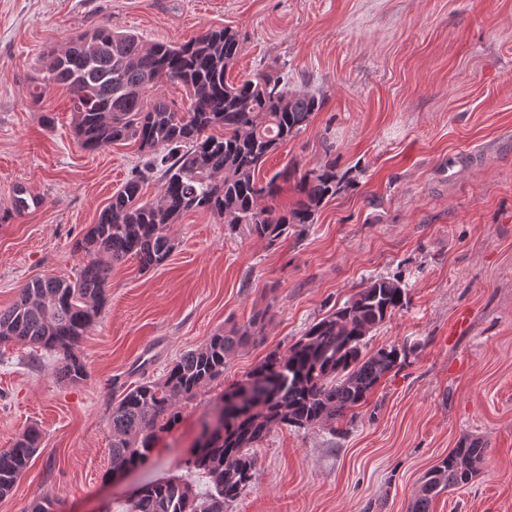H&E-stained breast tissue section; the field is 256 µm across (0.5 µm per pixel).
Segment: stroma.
<instances>
[{
  "mask_svg": "<svg viewBox=\"0 0 512 512\" xmlns=\"http://www.w3.org/2000/svg\"><path fill=\"white\" fill-rule=\"evenodd\" d=\"M103 24L173 45L233 28L232 80L273 65L323 101L260 179L332 160L347 186L272 247L226 235L210 213L182 216L163 266L113 270L77 348L81 383L60 379L54 356L1 346L0 448L32 424L45 442L0 512L42 494L65 512H127L137 488L173 476L207 493L181 461L219 387L181 403L151 461L112 480L113 383L161 378L216 330L261 313L262 335L224 368L225 383L242 380L380 277L400 279L409 302L367 348L410 346L404 365L355 419L271 429L227 512H408L465 437L486 457L431 512H512V0H0V208L19 186L41 201L0 223V308L32 278L76 275V240L147 160L131 142L84 150L65 89L29 95L44 55Z\"/></svg>",
  "mask_w": 512,
  "mask_h": 512,
  "instance_id": "35a3bbf8",
  "label": "stroma"
}]
</instances>
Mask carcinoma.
<instances>
[{
  "instance_id": "cac0c4a2",
  "label": "carcinoma",
  "mask_w": 512,
  "mask_h": 512,
  "mask_svg": "<svg viewBox=\"0 0 512 512\" xmlns=\"http://www.w3.org/2000/svg\"><path fill=\"white\" fill-rule=\"evenodd\" d=\"M239 53L238 32L228 26L209 28L179 45H148L135 34L102 25L47 54L33 78L32 95L39 99L56 86L69 90L81 147L96 151L132 140L150 159L76 241L75 250L86 257L76 277L33 278L0 309V346L23 343L57 355L61 379L80 383L87 370L77 347L107 302L113 266L129 259L141 271L162 265L175 246L172 227L192 211L224 220L231 235L244 230L275 245L290 233L300 234L321 205L345 187L336 164L328 161L299 176L291 209L261 204L277 195L278 181L296 174L285 168L262 183V165L308 126L322 100L290 91L288 77L274 71L229 80ZM165 82L185 88L188 109L157 94ZM154 171L160 172L161 188L146 199L143 186ZM406 304L401 281L378 278L314 322L287 351L267 354L246 376L257 389L255 397L224 416L223 430L210 434L204 423L205 446L184 461L206 474L207 496L183 479L162 478L140 489L128 512H224L254 479L253 449L272 428L331 425L366 403L381 379L402 366L406 348L388 345L369 352L366 338ZM263 320L257 314L243 325L217 330L174 360L162 379L112 398L111 472L144 463L161 434L178 425L177 404L223 381L227 362L257 340ZM42 445L43 431L31 425L12 447L0 448V498L12 494ZM484 452L477 439L460 441L424 476L410 512H430L441 493L467 485ZM26 512H60V503L37 495Z\"/></svg>"
}]
</instances>
